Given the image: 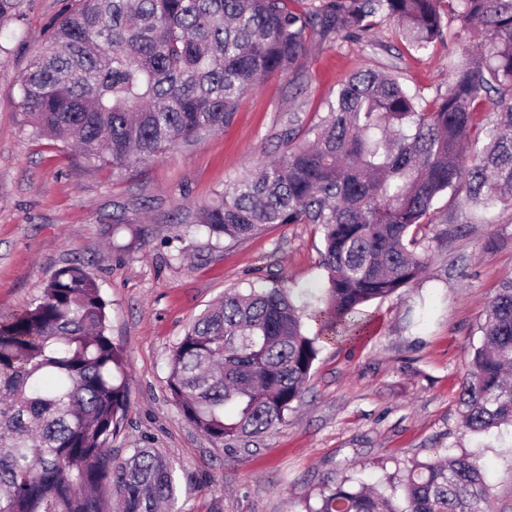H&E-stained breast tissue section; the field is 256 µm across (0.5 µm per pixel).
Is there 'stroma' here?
<instances>
[{
    "mask_svg": "<svg viewBox=\"0 0 512 512\" xmlns=\"http://www.w3.org/2000/svg\"><path fill=\"white\" fill-rule=\"evenodd\" d=\"M66 3L22 0L0 24V312L28 308L61 267L92 273L126 361L114 463L137 448L160 451L173 468L176 512H305L331 481L383 489L389 474L467 454L488 474L489 512H512V430L468 432L458 404L483 310L512 278L510 206L473 224L463 201L442 195L433 217L441 238L423 278L367 304L369 334L323 344L301 400L261 437L211 441L167 389L175 344L224 292L326 282L318 226L217 241L190 223L192 212L280 155L289 117L297 143L311 139L324 99L355 72L392 68L423 100L445 93L455 43L417 52L385 21L360 40L314 44L298 76L271 77L223 130L115 171L21 124L19 81Z\"/></svg>",
    "mask_w": 512,
    "mask_h": 512,
    "instance_id": "1",
    "label": "stroma"
}]
</instances>
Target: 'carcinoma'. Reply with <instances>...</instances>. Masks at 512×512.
Listing matches in <instances>:
<instances>
[{
  "label": "carcinoma",
  "mask_w": 512,
  "mask_h": 512,
  "mask_svg": "<svg viewBox=\"0 0 512 512\" xmlns=\"http://www.w3.org/2000/svg\"><path fill=\"white\" fill-rule=\"evenodd\" d=\"M392 20L423 51L454 25L461 56L447 91L422 104L391 71L362 70L324 102L314 139L235 180L200 207L209 237L274 224L324 234L325 288L227 291L174 347L167 387L209 439L240 442L284 421L319 346L367 328L365 305L416 284L436 200L463 196L488 222L512 206V0H70L20 84L23 126L122 168L229 124L245 95L294 74L311 45ZM312 308L316 330L303 329ZM106 302L80 265L57 270L20 314L0 313V512H161L175 501L167 460L136 448L112 465L128 394ZM459 402L464 426L512 423V279L478 326ZM490 488L466 454L420 463L390 493L341 481L308 512H488Z\"/></svg>",
  "instance_id": "cac0c4a2"
}]
</instances>
